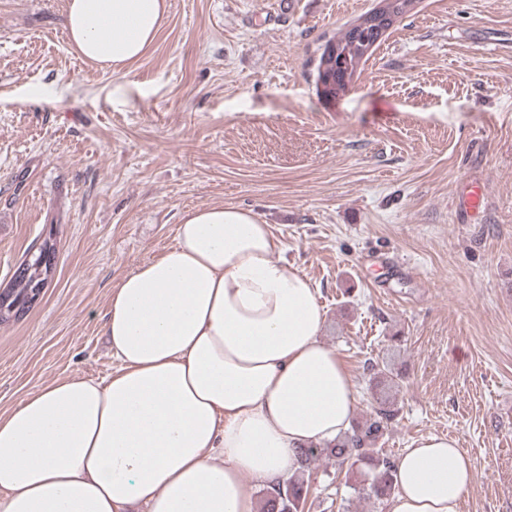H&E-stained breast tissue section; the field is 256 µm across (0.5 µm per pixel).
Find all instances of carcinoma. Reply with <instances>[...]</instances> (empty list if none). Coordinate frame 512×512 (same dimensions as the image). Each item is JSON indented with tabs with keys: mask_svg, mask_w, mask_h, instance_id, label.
I'll return each mask as SVG.
<instances>
[{
	"mask_svg": "<svg viewBox=\"0 0 512 512\" xmlns=\"http://www.w3.org/2000/svg\"><path fill=\"white\" fill-rule=\"evenodd\" d=\"M389 10L381 13L371 10L357 19L359 25L349 26L340 37L325 44L336 52V80L329 90L336 95L346 89L349 82L343 79L359 73L360 64L366 60L394 23L409 11L413 0H388ZM31 266L29 259H23L17 266L7 288V296L15 299L27 294L32 285L47 286L48 282L38 278L36 271L23 272ZM397 410L390 402L382 399L372 406L369 417L363 423L353 424L336 444L326 448H301L297 451L298 471L288 479L277 483L266 491L262 512H303L309 492L311 466L322 458H332L340 466H348L357 478L358 493L369 498L383 500L394 490L395 459L378 447L380 439L396 417Z\"/></svg>",
	"mask_w": 512,
	"mask_h": 512,
	"instance_id": "cac0c4a2",
	"label": "carcinoma"
}]
</instances>
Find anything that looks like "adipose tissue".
I'll use <instances>...</instances> for the list:
<instances>
[{"mask_svg": "<svg viewBox=\"0 0 512 512\" xmlns=\"http://www.w3.org/2000/svg\"><path fill=\"white\" fill-rule=\"evenodd\" d=\"M167 0H68L74 54L121 73ZM272 225L234 205L185 211L176 243L112 289L107 378L39 386L0 414V512H257L295 451L351 425L358 391L321 343L311 280ZM476 480L454 437L412 442L386 512H462Z\"/></svg>", "mask_w": 512, "mask_h": 512, "instance_id": "1", "label": "adipose tissue"}]
</instances>
